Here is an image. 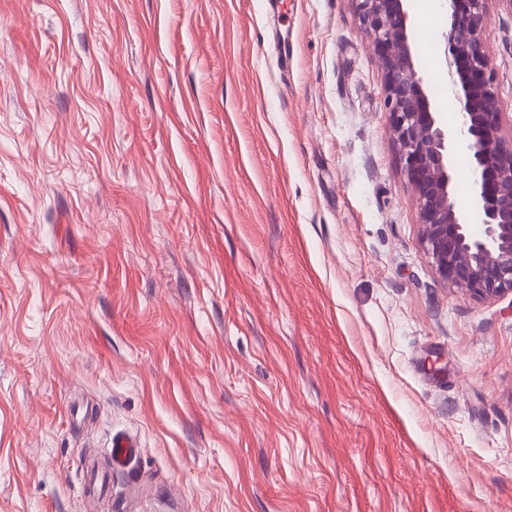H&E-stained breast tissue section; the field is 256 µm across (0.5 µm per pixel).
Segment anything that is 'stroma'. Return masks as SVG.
Returning a JSON list of instances; mask_svg holds the SVG:
<instances>
[{
    "mask_svg": "<svg viewBox=\"0 0 512 512\" xmlns=\"http://www.w3.org/2000/svg\"><path fill=\"white\" fill-rule=\"evenodd\" d=\"M0 512H512L353 0H0Z\"/></svg>",
    "mask_w": 512,
    "mask_h": 512,
    "instance_id": "1",
    "label": "stroma"
}]
</instances>
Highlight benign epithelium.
I'll list each match as a JSON object with an SVG mask.
<instances>
[{
	"label": "benign epithelium",
	"instance_id": "1",
	"mask_svg": "<svg viewBox=\"0 0 512 512\" xmlns=\"http://www.w3.org/2000/svg\"><path fill=\"white\" fill-rule=\"evenodd\" d=\"M385 76L388 116L422 225L423 244L440 276L480 301L512 293V145L502 141V112L482 33L487 0H446L448 103L439 115L414 47L409 0H354ZM473 176L472 210L454 194L457 157Z\"/></svg>",
	"mask_w": 512,
	"mask_h": 512
}]
</instances>
